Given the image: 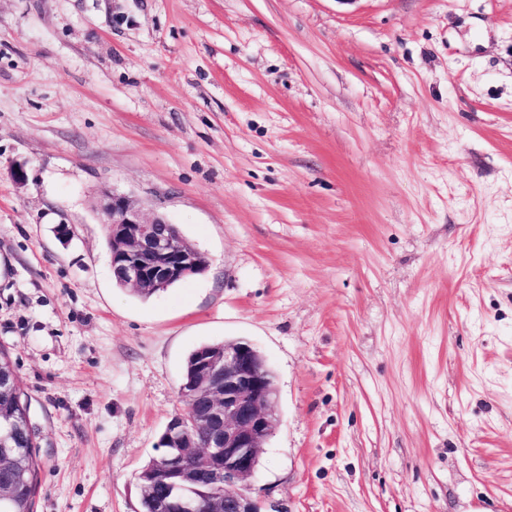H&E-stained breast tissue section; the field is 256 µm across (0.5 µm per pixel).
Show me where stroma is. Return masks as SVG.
<instances>
[{"instance_id": "stroma-1", "label": "stroma", "mask_w": 512, "mask_h": 512, "mask_svg": "<svg viewBox=\"0 0 512 512\" xmlns=\"http://www.w3.org/2000/svg\"><path fill=\"white\" fill-rule=\"evenodd\" d=\"M104 187L205 269L116 285ZM237 340L259 512H512V0H0L34 512H139L187 357Z\"/></svg>"}]
</instances>
